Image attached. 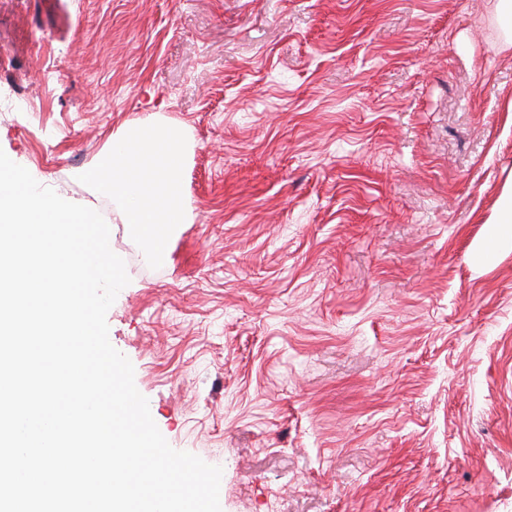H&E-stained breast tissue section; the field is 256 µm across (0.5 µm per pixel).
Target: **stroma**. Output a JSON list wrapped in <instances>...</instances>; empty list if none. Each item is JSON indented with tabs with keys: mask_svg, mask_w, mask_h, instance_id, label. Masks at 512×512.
Here are the masks:
<instances>
[{
	"mask_svg": "<svg viewBox=\"0 0 512 512\" xmlns=\"http://www.w3.org/2000/svg\"><path fill=\"white\" fill-rule=\"evenodd\" d=\"M500 0H0V150L99 212L109 340L222 512H512ZM173 126L164 256L96 179ZM494 224L491 229L490 241L493 245L510 242L512 243V191L507 197L496 217L491 223Z\"/></svg>",
	"mask_w": 512,
	"mask_h": 512,
	"instance_id": "obj_1",
	"label": "stroma"
}]
</instances>
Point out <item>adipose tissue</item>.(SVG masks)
Wrapping results in <instances>:
<instances>
[{
  "instance_id": "1",
  "label": "adipose tissue",
  "mask_w": 512,
  "mask_h": 512,
  "mask_svg": "<svg viewBox=\"0 0 512 512\" xmlns=\"http://www.w3.org/2000/svg\"><path fill=\"white\" fill-rule=\"evenodd\" d=\"M136 155L126 152L127 140L112 139L108 161L97 175L109 182L112 195L126 208V223L141 228L143 238L159 244L157 227L173 231L184 219L179 170L182 161L176 129L162 132L139 126Z\"/></svg>"
}]
</instances>
